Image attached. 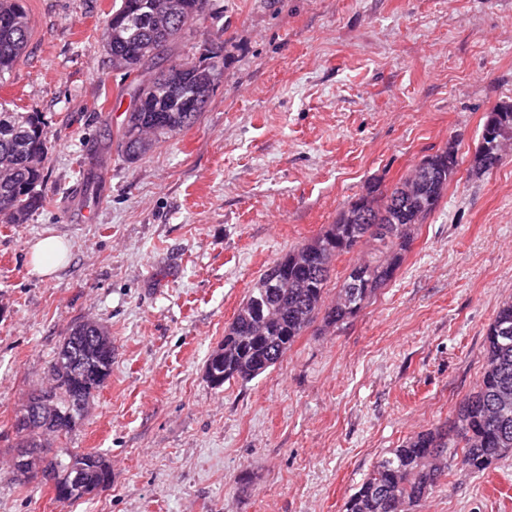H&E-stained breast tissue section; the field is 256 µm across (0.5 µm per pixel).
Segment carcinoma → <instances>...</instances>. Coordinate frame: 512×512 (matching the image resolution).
<instances>
[{
	"instance_id": "1",
	"label": "carcinoma",
	"mask_w": 512,
	"mask_h": 512,
	"mask_svg": "<svg viewBox=\"0 0 512 512\" xmlns=\"http://www.w3.org/2000/svg\"><path fill=\"white\" fill-rule=\"evenodd\" d=\"M165 0H120L106 24L104 48L138 91L137 111L128 114L120 131L125 159L137 161L162 139L193 126L206 107L224 70V57L212 53L210 61L186 60L158 74L167 91L153 95L141 90L147 63L175 44L185 27L218 19L211 0H182L181 12L164 21L159 8ZM29 38V21L21 0H0V79L11 72ZM483 139L471 168L491 170L500 164L491 142L512 135V105H500L486 116ZM50 149L47 123L38 112H13L0 104V223L24 224L43 207L44 163ZM421 162L430 176L420 192L403 196L408 179L385 191L373 185L352 198L335 223L310 242L274 261L240 305L224 331V359L212 362L222 387L231 380L249 382L274 367L294 342L317 319L339 325L356 317L390 282L423 223L443 198L458 165L444 156L428 154ZM374 241L381 256L355 264L336 283L331 305L325 295L333 262L358 246ZM93 330L75 324L62 342L76 365H51V400L58 409L53 437L82 425L78 408L102 389L112 373L115 346L99 345ZM485 365L474 392L460 403L452 425L430 429L377 457L372 470L345 501L344 512H411L448 478V449L457 465L482 474L512 455V300L502 303L484 336ZM16 446L42 447L38 426H14ZM82 483L73 481L77 471ZM56 500L77 501L105 489L112 472L98 454L62 449L45 464Z\"/></svg>"
}]
</instances>
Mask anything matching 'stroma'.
Instances as JSON below:
<instances>
[{
  "label": "stroma",
  "mask_w": 512,
  "mask_h": 512,
  "mask_svg": "<svg viewBox=\"0 0 512 512\" xmlns=\"http://www.w3.org/2000/svg\"><path fill=\"white\" fill-rule=\"evenodd\" d=\"M118 2L24 0L28 46L0 81L51 140L46 206L0 224V468L65 336L94 321L112 375L55 445L99 453L112 483L63 504L0 479V512H343L378 455L455 420L512 298V150L470 171L487 114L512 104V0H215L220 20L159 61L222 47L205 111L132 164L130 80L103 42ZM451 141L457 174L357 317L210 385L206 360L267 266ZM48 237L67 258L44 276L29 252ZM416 512H512V456L451 468Z\"/></svg>",
  "instance_id": "35a3bbf8"
}]
</instances>
